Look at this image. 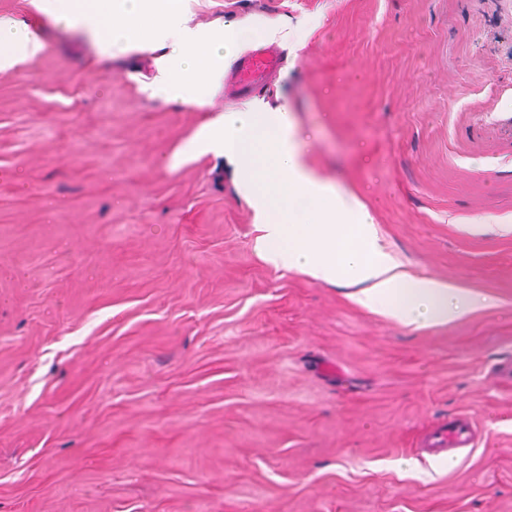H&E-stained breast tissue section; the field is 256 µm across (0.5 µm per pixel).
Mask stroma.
<instances>
[{
  "label": "stroma",
  "instance_id": "1",
  "mask_svg": "<svg viewBox=\"0 0 512 512\" xmlns=\"http://www.w3.org/2000/svg\"><path fill=\"white\" fill-rule=\"evenodd\" d=\"M189 11L242 55L282 30L281 68L173 104L142 91L156 53L0 0L44 41L0 72V512H512V0ZM249 106L404 271L482 305L407 329L265 261L234 162L186 149ZM462 417L474 447L432 469ZM470 426L463 420L459 424L436 429L429 439L428 448H458L470 441Z\"/></svg>",
  "mask_w": 512,
  "mask_h": 512
}]
</instances>
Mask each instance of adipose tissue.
Masks as SVG:
<instances>
[{
    "label": "adipose tissue",
    "mask_w": 512,
    "mask_h": 512,
    "mask_svg": "<svg viewBox=\"0 0 512 512\" xmlns=\"http://www.w3.org/2000/svg\"><path fill=\"white\" fill-rule=\"evenodd\" d=\"M43 48L38 30L0 20V72ZM193 148L237 162L257 211L273 218L257 247L274 266L343 288L351 301L410 329L446 325L478 308L479 299L454 284L401 270L379 247L359 202L306 168L285 113L226 114Z\"/></svg>",
    "instance_id": "obj_1"
}]
</instances>
